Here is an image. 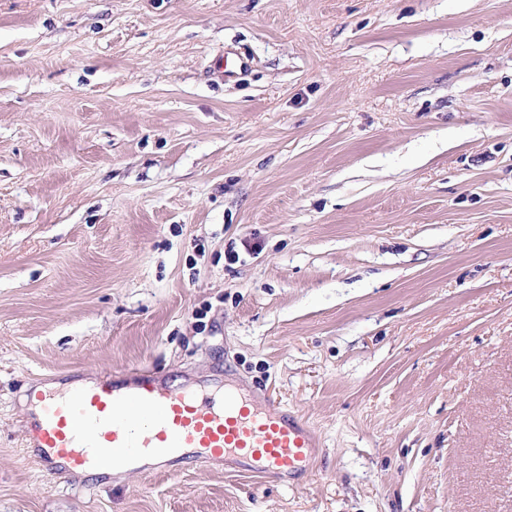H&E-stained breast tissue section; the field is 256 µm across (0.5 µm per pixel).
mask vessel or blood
I'll return each instance as SVG.
<instances>
[{
  "instance_id": "b4317fda",
  "label": "vessel or blood",
  "mask_w": 512,
  "mask_h": 512,
  "mask_svg": "<svg viewBox=\"0 0 512 512\" xmlns=\"http://www.w3.org/2000/svg\"><path fill=\"white\" fill-rule=\"evenodd\" d=\"M130 375L127 382L102 377L68 394L38 392L39 414L27 433L40 462L121 470L145 455L166 463L195 448L205 458L241 462L260 477L283 481L311 462L312 432L273 397L260 400L230 383L176 384L141 366Z\"/></svg>"
}]
</instances>
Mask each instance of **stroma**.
I'll return each instance as SVG.
<instances>
[{
    "instance_id": "stroma-1",
    "label": "stroma",
    "mask_w": 512,
    "mask_h": 512,
    "mask_svg": "<svg viewBox=\"0 0 512 512\" xmlns=\"http://www.w3.org/2000/svg\"><path fill=\"white\" fill-rule=\"evenodd\" d=\"M142 364L311 466H38ZM0 512H512V0H0Z\"/></svg>"
}]
</instances>
